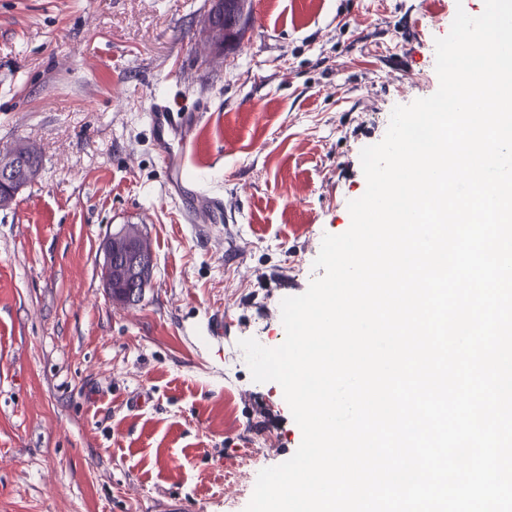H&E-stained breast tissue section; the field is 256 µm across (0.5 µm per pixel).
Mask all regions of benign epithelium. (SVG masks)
Returning <instances> with one entry per match:
<instances>
[{"mask_svg": "<svg viewBox=\"0 0 512 512\" xmlns=\"http://www.w3.org/2000/svg\"><path fill=\"white\" fill-rule=\"evenodd\" d=\"M204 43L208 53L214 57L224 55V2L212 0L204 31ZM34 152L24 145H17L0 152V208L7 209L14 202L16 195L25 187L34 170ZM140 245L125 240L118 242L107 237L101 247L102 261L99 262L102 282L107 292H112V268L118 267L121 281L127 288L136 292L146 288L147 273L153 270L154 258L142 239Z\"/></svg>", "mask_w": 512, "mask_h": 512, "instance_id": "benign-epithelium-1", "label": "benign epithelium"}]
</instances>
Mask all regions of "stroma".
I'll list each match as a JSON object with an SVG mask.
<instances>
[{"label":"stroma","mask_w":512,"mask_h":512,"mask_svg":"<svg viewBox=\"0 0 512 512\" xmlns=\"http://www.w3.org/2000/svg\"><path fill=\"white\" fill-rule=\"evenodd\" d=\"M483 6L251 0L214 66L210 0H0V151L41 156L0 211V512H244L238 461L256 457L254 485L302 434L232 351L283 342L282 299L318 277L324 234L366 190L361 150L436 92V39ZM160 100L203 114L179 211L147 123ZM196 184L223 223L197 227ZM125 224L155 259L133 305L99 271Z\"/></svg>","instance_id":"35a3bbf8"}]
</instances>
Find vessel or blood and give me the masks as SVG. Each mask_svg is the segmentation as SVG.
<instances>
[{
	"label": "vessel or blood",
	"mask_w": 512,
	"mask_h": 512,
	"mask_svg": "<svg viewBox=\"0 0 512 512\" xmlns=\"http://www.w3.org/2000/svg\"><path fill=\"white\" fill-rule=\"evenodd\" d=\"M154 147L164 166L184 180L186 172L185 146L193 144L202 120L201 113L189 108L172 107L162 102L152 106L147 114Z\"/></svg>",
	"instance_id": "obj_1"
}]
</instances>
